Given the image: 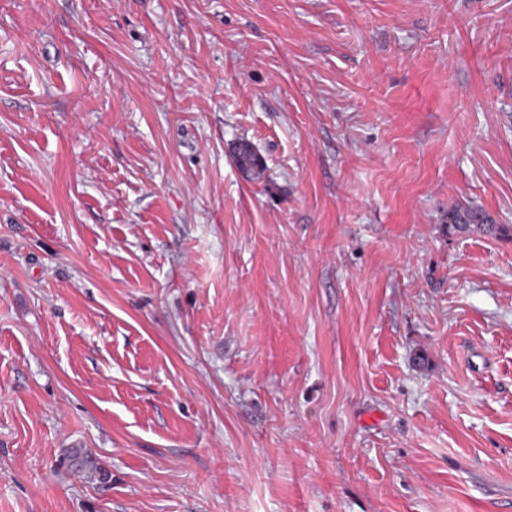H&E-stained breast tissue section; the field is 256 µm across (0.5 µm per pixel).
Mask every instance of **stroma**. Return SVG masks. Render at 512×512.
<instances>
[{
	"label": "stroma",
	"mask_w": 512,
	"mask_h": 512,
	"mask_svg": "<svg viewBox=\"0 0 512 512\" xmlns=\"http://www.w3.org/2000/svg\"><path fill=\"white\" fill-rule=\"evenodd\" d=\"M461 206L512 225V0H0V512H512ZM249 146L247 143H241L236 152L235 160L240 169L245 170L253 178L259 179L264 174L265 166L253 148L248 151Z\"/></svg>",
	"instance_id": "stroma-1"
}]
</instances>
